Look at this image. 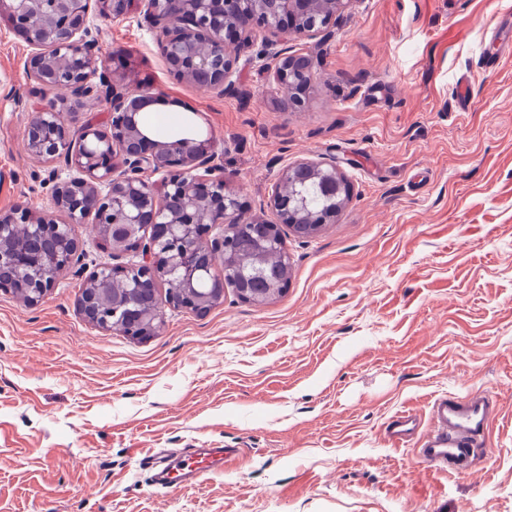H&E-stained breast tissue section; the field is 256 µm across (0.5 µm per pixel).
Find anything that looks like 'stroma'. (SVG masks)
<instances>
[{
    "instance_id": "1",
    "label": "stroma",
    "mask_w": 512,
    "mask_h": 512,
    "mask_svg": "<svg viewBox=\"0 0 512 512\" xmlns=\"http://www.w3.org/2000/svg\"><path fill=\"white\" fill-rule=\"evenodd\" d=\"M145 6L90 15L103 63L193 116L248 216L272 219L279 171L327 157L351 185L335 223L287 236L291 277L256 306L235 289L206 314L165 306L154 336L88 322L77 303L105 261L75 227L82 275L35 304L0 290V512H512V55L483 62L512 0H355L325 42L303 111L266 92L261 38L217 96L174 76ZM24 40L0 22V211L53 209L70 170L27 149L45 104ZM468 77L460 109L456 83ZM489 393L484 450L450 476L391 445L406 409ZM239 448L194 485H151L158 449Z\"/></svg>"
}]
</instances>
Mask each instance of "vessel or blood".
<instances>
[{
	"instance_id": "obj_1",
	"label": "vessel or blood",
	"mask_w": 512,
	"mask_h": 512,
	"mask_svg": "<svg viewBox=\"0 0 512 512\" xmlns=\"http://www.w3.org/2000/svg\"><path fill=\"white\" fill-rule=\"evenodd\" d=\"M511 51L512 32L494 34L485 50L487 68H498L504 54ZM495 415L491 396L480 390L436 399L431 409V432L422 448L416 449L417 458L444 473L466 472L478 456V442ZM416 429L415 415L404 410L390 418L386 433L392 445L400 447L411 440ZM239 454L236 448H191L175 458L161 451L145 459L144 464L154 485L172 488L199 482L222 470L225 462Z\"/></svg>"
}]
</instances>
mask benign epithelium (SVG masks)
I'll return each instance as SVG.
<instances>
[{
    "label": "benign epithelium",
    "instance_id": "obj_1",
    "mask_svg": "<svg viewBox=\"0 0 512 512\" xmlns=\"http://www.w3.org/2000/svg\"><path fill=\"white\" fill-rule=\"evenodd\" d=\"M134 0H0V17L19 31L30 48L25 61L27 75L53 98L31 120L27 147L37 158L49 160L76 172L55 185V209L68 214L71 223L93 217L102 238L111 244V258L128 251L131 243L142 261L125 265L104 263L85 282L79 312L102 329L120 326L135 298H123L101 286L120 272L144 288H155L164 273L175 275L176 286L165 302L207 313L224 299V287L200 294L195 284L207 270L204 263L224 254L228 224L242 219L238 195L224 177V162L212 140L185 137L173 142L152 139L139 115L162 101L149 88H133L126 77L102 69L98 81V48L89 38L90 11L105 18L126 16ZM355 0H145L146 14L155 29L162 54L174 74L203 91L224 94L232 85L239 58L231 40L247 42L252 25L265 30L267 55L276 60L267 71L271 89L284 96L287 106L301 109L307 101L312 76L292 82L298 56L288 53L290 41L320 38L330 20ZM326 5L329 20L309 24V15ZM83 104L103 103L109 112L106 125L87 123L77 131L59 119L57 105L69 100ZM165 172L159 181L144 178L147 172ZM314 181L323 194L336 198L344 179L336 161L321 157L285 166L273 185L269 205L277 224L294 223L305 205L297 190L304 180ZM31 224L38 236L52 235L61 227L52 212L34 213L18 208L0 213V264L15 270V278L1 280L0 288H25L29 302L36 304L53 288L60 271L78 265L74 233L60 238L54 262L38 264L35 254L20 255L6 246V230ZM283 292L273 284L263 293L241 285L239 296L254 305H264ZM156 316L143 312L126 326L133 339L152 335Z\"/></svg>",
    "mask_w": 512,
    "mask_h": 512
}]
</instances>
